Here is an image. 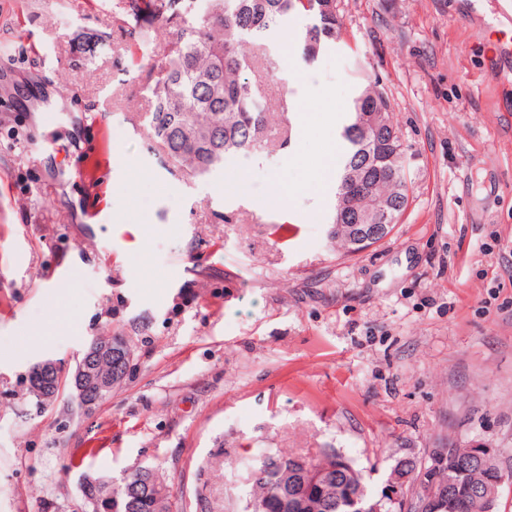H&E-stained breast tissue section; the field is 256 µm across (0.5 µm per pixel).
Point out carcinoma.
Returning a JSON list of instances; mask_svg holds the SVG:
<instances>
[{
  "label": "carcinoma",
  "instance_id": "1",
  "mask_svg": "<svg viewBox=\"0 0 512 512\" xmlns=\"http://www.w3.org/2000/svg\"><path fill=\"white\" fill-rule=\"evenodd\" d=\"M149 9L174 30L167 53L150 68L152 148L161 165L197 177L224 169V161L265 147L274 106L248 74L267 60L271 36L301 16L298 48L306 61L336 41L339 0H124L123 11L138 20ZM394 106L378 80L356 87L340 120L343 153L336 173L330 238L336 250L353 255L391 234L408 203L407 158ZM362 188L354 194L350 181ZM448 461L429 456L400 461L392 472L405 478L409 502L367 494L364 470L335 448L314 458L275 451L253 471L244 512H354L356 500L378 512H486L484 496L499 466L485 463L455 443ZM432 490L424 500L422 492ZM118 512H179L168 484L144 465L113 485Z\"/></svg>",
  "mask_w": 512,
  "mask_h": 512
}]
</instances>
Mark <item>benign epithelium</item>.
Returning <instances> with one entry per match:
<instances>
[{
	"instance_id": "1",
	"label": "benign epithelium",
	"mask_w": 512,
	"mask_h": 512,
	"mask_svg": "<svg viewBox=\"0 0 512 512\" xmlns=\"http://www.w3.org/2000/svg\"><path fill=\"white\" fill-rule=\"evenodd\" d=\"M115 357L121 358V361L128 365L133 360L132 349L122 336H97L85 348L83 357L76 363L71 379L74 398L81 411H91L125 379L126 374L116 367L106 371L98 366L99 362L110 361ZM58 369L59 366L52 360L41 361L33 367V390L38 400L50 399L42 382L55 377ZM80 491L92 507V512H117L112 495V483L84 474L80 479Z\"/></svg>"
}]
</instances>
